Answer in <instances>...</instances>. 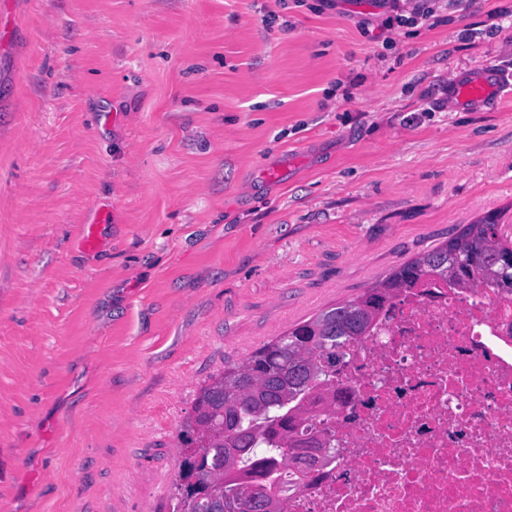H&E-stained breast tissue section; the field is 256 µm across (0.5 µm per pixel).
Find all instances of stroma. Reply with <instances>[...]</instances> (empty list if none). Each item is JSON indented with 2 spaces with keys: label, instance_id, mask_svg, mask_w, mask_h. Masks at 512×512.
Listing matches in <instances>:
<instances>
[{
  "label": "stroma",
  "instance_id": "stroma-1",
  "mask_svg": "<svg viewBox=\"0 0 512 512\" xmlns=\"http://www.w3.org/2000/svg\"><path fill=\"white\" fill-rule=\"evenodd\" d=\"M375 2L0 0V512H171L225 366L512 232V0ZM492 74L485 73L480 77L460 81L454 85L451 100L456 104L484 106L489 103L493 91Z\"/></svg>",
  "mask_w": 512,
  "mask_h": 512
}]
</instances>
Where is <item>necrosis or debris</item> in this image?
<instances>
[{"instance_id": "4bbe7bcc", "label": "necrosis or debris", "mask_w": 512, "mask_h": 512, "mask_svg": "<svg viewBox=\"0 0 512 512\" xmlns=\"http://www.w3.org/2000/svg\"><path fill=\"white\" fill-rule=\"evenodd\" d=\"M305 426L340 453L287 512H512V294L403 291Z\"/></svg>"}]
</instances>
